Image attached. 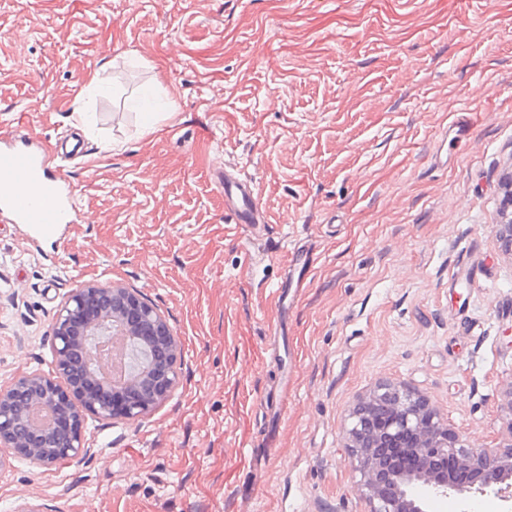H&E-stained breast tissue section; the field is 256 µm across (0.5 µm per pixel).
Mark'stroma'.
<instances>
[{
  "label": "stroma",
  "instance_id": "35a3bbf8",
  "mask_svg": "<svg viewBox=\"0 0 512 512\" xmlns=\"http://www.w3.org/2000/svg\"><path fill=\"white\" fill-rule=\"evenodd\" d=\"M15 130L82 142L85 218L0 222V388L50 370L88 282L156 304L182 369L138 420L88 418L89 457L10 458L0 512H367L344 436L382 380L512 442V0H0ZM227 167L270 223L226 216Z\"/></svg>",
  "mask_w": 512,
  "mask_h": 512
}]
</instances>
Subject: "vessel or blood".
Returning a JSON list of instances; mask_svg holds the SVG:
<instances>
[{"label":"vessel or blood","mask_w":512,"mask_h":512,"mask_svg":"<svg viewBox=\"0 0 512 512\" xmlns=\"http://www.w3.org/2000/svg\"><path fill=\"white\" fill-rule=\"evenodd\" d=\"M63 152V146L47 148L27 133L0 139V221L20 225L31 241L58 235L79 221L71 182L58 165ZM217 183L234 223H267L254 182L228 172Z\"/></svg>","instance_id":"b4317fda"}]
</instances>
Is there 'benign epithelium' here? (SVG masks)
<instances>
[{
	"instance_id": "benign-epithelium-1",
	"label": "benign epithelium",
	"mask_w": 512,
	"mask_h": 512,
	"mask_svg": "<svg viewBox=\"0 0 512 512\" xmlns=\"http://www.w3.org/2000/svg\"><path fill=\"white\" fill-rule=\"evenodd\" d=\"M54 368L17 376L0 390V448L52 467L87 454L86 418L134 421L177 385L181 343L165 315L137 289L86 283L51 325ZM120 345L127 379L105 377ZM344 447L368 512H427L428 502L472 493L512 502V442L479 447L450 427L428 396L383 382L350 413ZM474 473L461 483L442 463Z\"/></svg>"
}]
</instances>
